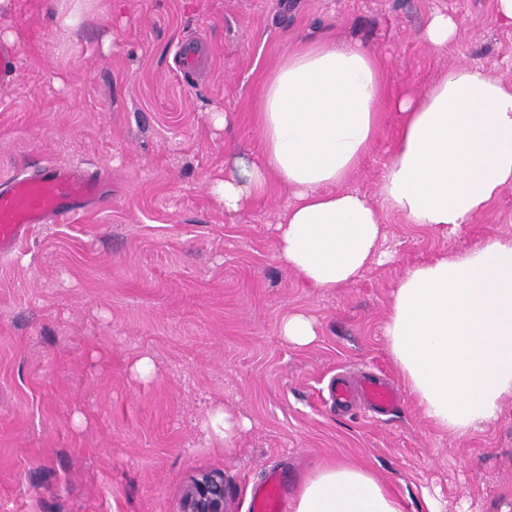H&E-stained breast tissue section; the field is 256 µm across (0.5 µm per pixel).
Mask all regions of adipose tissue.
I'll return each mask as SVG.
<instances>
[{
  "instance_id": "ef3b65f1",
  "label": "adipose tissue",
  "mask_w": 512,
  "mask_h": 512,
  "mask_svg": "<svg viewBox=\"0 0 512 512\" xmlns=\"http://www.w3.org/2000/svg\"><path fill=\"white\" fill-rule=\"evenodd\" d=\"M395 135L377 201L349 187L385 114ZM259 159L214 191L229 212L278 183L277 254L315 292L356 281L380 257L381 211L451 237L512 185V85L460 64L423 95H393L362 44L304 41L259 96ZM388 353L425 419L463 438L512 399V236L407 269L384 326ZM294 512H404L371 471L333 460L300 485Z\"/></svg>"
}]
</instances>
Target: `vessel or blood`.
Returning a JSON list of instances; mask_svg holds the SVG:
<instances>
[{"mask_svg":"<svg viewBox=\"0 0 512 512\" xmlns=\"http://www.w3.org/2000/svg\"><path fill=\"white\" fill-rule=\"evenodd\" d=\"M111 201L101 177L77 166L46 165L10 180L0 188V259L11 258L35 225L63 224ZM331 396L340 406L362 397L377 415L394 412L400 403L397 389L377 377L364 378L355 388L337 381ZM250 512H288L286 489L278 478L257 489Z\"/></svg>","mask_w":512,"mask_h":512,"instance_id":"vessel-or-blood-1","label":"vessel or blood"}]
</instances>
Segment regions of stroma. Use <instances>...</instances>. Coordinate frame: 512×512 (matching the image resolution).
<instances>
[{
	"mask_svg": "<svg viewBox=\"0 0 512 512\" xmlns=\"http://www.w3.org/2000/svg\"><path fill=\"white\" fill-rule=\"evenodd\" d=\"M495 0H9L0 44L19 66L0 85V185L47 165L112 180V205L37 225L0 261V512H180L201 473L224 475L231 512L281 471L296 495L318 464L369 469L405 512H512V399L466 438L434 430L388 355L383 327L406 268L512 234V186L448 238L383 214L381 251L357 281L316 294L277 258L278 184L240 211L212 193L257 158L262 83L299 41L366 44L392 93H425L467 63L512 84V25ZM441 9L457 39L421 37ZM78 17L68 39L53 29ZM197 49L192 71L179 45ZM225 124H216L218 115ZM394 137L385 116L350 185L376 199ZM304 312L316 340L279 324ZM151 358L141 381L131 367ZM390 380V416L336 412L335 376ZM224 406L247 422L229 445L201 423ZM279 334L289 344L305 347L316 340L318 322L315 317L303 312L290 313L281 321Z\"/></svg>",
	"mask_w": 512,
	"mask_h": 512,
	"instance_id": "35a3bbf8",
	"label": "stroma"
}]
</instances>
